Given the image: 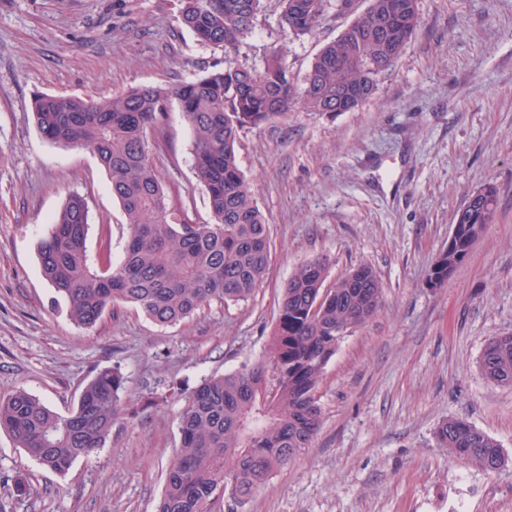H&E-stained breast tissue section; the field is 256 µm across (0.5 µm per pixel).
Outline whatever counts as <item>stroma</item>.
Masks as SVG:
<instances>
[{"mask_svg":"<svg viewBox=\"0 0 512 512\" xmlns=\"http://www.w3.org/2000/svg\"><path fill=\"white\" fill-rule=\"evenodd\" d=\"M368 6L353 0L298 38L280 27L279 0H262L253 32L227 54L181 25L178 0H0V395L23 389L64 415L98 370L117 364L127 378L104 448L66 475L0 430V512H154L188 394L269 357L279 290L315 256L331 283L371 266L383 304L324 370L312 447L237 512H512V463L487 473L434 438L439 423L460 417L512 456V387L479 366L489 339L512 334V0H419L418 30L358 108L298 107L243 129L239 163L272 251L248 301L215 300L172 326L127 307L84 329L40 269L37 244L68 194L87 200L91 258L119 260L127 227L93 153L42 138L34 93L104 99L228 61L258 68L275 49L299 85L321 45ZM148 139L173 208L208 221L177 104ZM487 182L497 189L493 224L453 277L431 287L458 208ZM19 476L35 488L28 498L13 491Z\"/></svg>","mask_w":512,"mask_h":512,"instance_id":"35a3bbf8","label":"stroma"}]
</instances>
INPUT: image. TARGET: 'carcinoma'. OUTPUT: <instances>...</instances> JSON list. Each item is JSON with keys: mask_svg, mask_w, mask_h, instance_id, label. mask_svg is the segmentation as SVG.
<instances>
[{"mask_svg": "<svg viewBox=\"0 0 512 512\" xmlns=\"http://www.w3.org/2000/svg\"><path fill=\"white\" fill-rule=\"evenodd\" d=\"M179 20L203 44L236 51L252 32L261 0H180ZM279 23L300 37L351 0H280ZM420 22L418 0H370L335 39L322 45L302 93L279 51L260 68L227 63L172 86L145 85L106 99L36 93L32 112L48 142L85 148L106 172L124 212L122 259L93 264L86 252L89 210L71 193L38 244L41 272L64 301L69 319L94 327L108 309L130 305L158 325H174L214 300L250 299L271 264V231L238 162L240 133L285 119L296 105L308 112H349L375 91ZM177 102L193 133L192 160L204 185L210 221L175 212L152 157L148 131ZM496 188L469 196L467 222L433 263L428 282L445 283L492 223ZM327 263L306 259L281 288L271 333V361L259 360L205 380L179 414V446L155 512H224L241 504L271 474L312 446L321 424L317 389L347 333L382 306L384 286L367 265L325 286ZM484 377L512 387V335L496 336L480 356ZM127 379L120 365L96 372L76 406L61 415L18 389L0 397V430L43 468L65 475L104 447L119 418ZM437 445L488 473L509 459L496 439L459 417L435 431Z\"/></svg>", "mask_w": 512, "mask_h": 512, "instance_id": "1", "label": "carcinoma"}]
</instances>
